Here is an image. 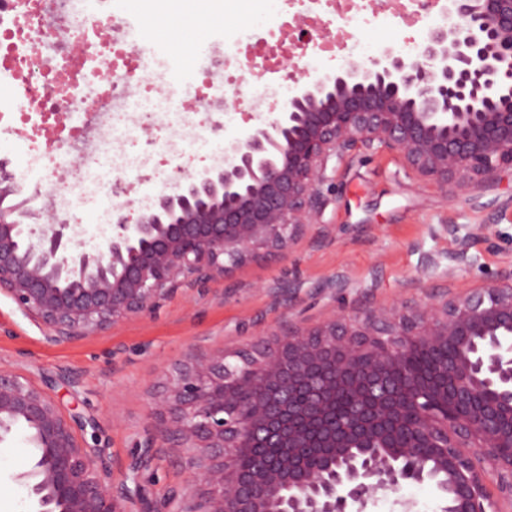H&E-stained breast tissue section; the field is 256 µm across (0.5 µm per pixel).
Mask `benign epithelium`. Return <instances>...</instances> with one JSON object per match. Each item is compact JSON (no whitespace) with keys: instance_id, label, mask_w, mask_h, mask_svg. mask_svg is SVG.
<instances>
[{"instance_id":"benign-epithelium-1","label":"benign epithelium","mask_w":512,"mask_h":512,"mask_svg":"<svg viewBox=\"0 0 512 512\" xmlns=\"http://www.w3.org/2000/svg\"><path fill=\"white\" fill-rule=\"evenodd\" d=\"M453 22L414 56L392 48L299 83L288 109L252 129L224 167L173 177L151 205L112 209L92 251L33 202L0 160V294L58 344L154 310L246 262L285 255L329 204L328 164L356 149L397 152L416 174L477 188L512 169V0H449ZM471 236L450 261L473 267ZM336 274L320 293L343 297ZM454 351L429 376L409 354ZM138 452L114 467L85 424L0 366V443L35 449L17 480L32 512H364L404 481L432 483L443 512L512 507V270L453 297L298 322L231 353H185L154 403ZM194 448V499L150 501L143 472Z\"/></svg>"}]
</instances>
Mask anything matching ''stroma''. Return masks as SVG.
I'll return each instance as SVG.
<instances>
[{"label": "stroma", "mask_w": 512, "mask_h": 512, "mask_svg": "<svg viewBox=\"0 0 512 512\" xmlns=\"http://www.w3.org/2000/svg\"><path fill=\"white\" fill-rule=\"evenodd\" d=\"M107 8L126 22V42L141 52L147 71L178 76L177 89L183 95L192 92L194 82L228 76L235 102L206 131L179 127L184 151L177 160L162 149L171 133L165 114L129 129L128 151L153 155L156 162L136 175L112 174L110 181L120 184L123 197H75L76 212L83 219L77 239L88 249L111 233L104 215L121 199L141 202L170 189L176 170L195 173L216 166L225 147L257 127V120L247 114L253 96L272 88L280 103H287L293 83L256 76L246 67L245 57L288 52V30L301 18L298 10L289 9L288 0H193L189 5L167 0L171 20L187 11L195 23L180 31L181 50L155 54L152 46L165 40L155 24V0H109ZM432 25L428 17L402 16L390 18L382 28L367 27L358 34V58L366 60L388 47L402 49L411 39L425 44ZM31 108L27 100L0 88V159L8 160L10 170L23 177L27 190H41L47 204L46 153L63 154L68 146L21 135ZM332 165L333 192L321 218L320 240L304 236L285 256L251 261L211 280L205 292L178 291L150 313L57 345L44 343L42 328L1 296L0 364L48 384L65 412L94 420L95 428L83 433L87 445L104 449L109 460L122 465L152 424L155 397L188 349L204 354L234 351L287 320L317 323L328 318L341 304L319 293L327 278L346 275L352 283L346 303L364 308L410 304L428 289L453 295L482 287L496 272L512 269V171L502 170L483 188L464 190L415 175L396 152L383 148L360 149ZM446 224L459 225L464 233L492 225V242H473L482 268H450L448 256L456 243L443 232ZM425 252L437 257L439 265L419 288L413 280ZM291 279L298 287L296 300L273 306L267 287ZM64 368L78 376V385L57 381ZM193 455L189 448L166 449L141 477L149 498L158 501L171 489H188ZM33 456L23 428L0 443V512H30L15 477L29 468ZM442 506L432 484L405 482L368 503L365 512H441Z\"/></svg>", "instance_id": "stroma-1"}]
</instances>
